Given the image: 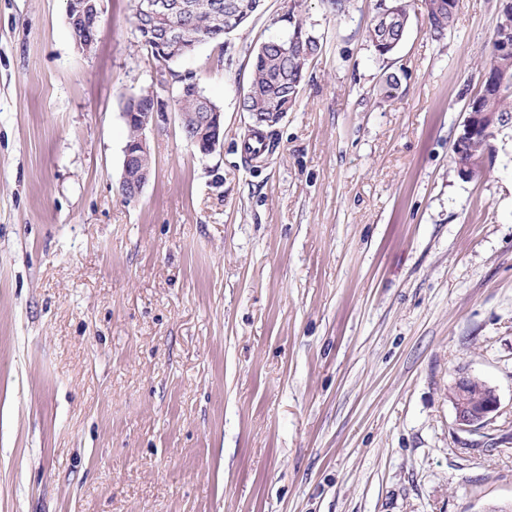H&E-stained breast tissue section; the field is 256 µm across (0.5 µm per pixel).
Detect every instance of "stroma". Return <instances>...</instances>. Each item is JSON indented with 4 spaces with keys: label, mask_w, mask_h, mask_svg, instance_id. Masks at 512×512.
Listing matches in <instances>:
<instances>
[{
    "label": "stroma",
    "mask_w": 512,
    "mask_h": 512,
    "mask_svg": "<svg viewBox=\"0 0 512 512\" xmlns=\"http://www.w3.org/2000/svg\"><path fill=\"white\" fill-rule=\"evenodd\" d=\"M298 3L322 48L276 151L244 153L241 102L289 0L175 64L224 141L166 113L128 201L124 103L157 79L131 0L89 52L66 0H0V512L512 505V138L482 176L452 159L498 0L440 40L411 0L387 57L382 0ZM462 374L500 400L473 432ZM388 5H384L380 14L390 12L387 22L383 21L385 16L381 15L371 28L368 30V38L381 55H390L396 49L409 23V4L408 0H389ZM474 384H478L480 387L481 403L471 397L470 390ZM450 401L454 408L457 425L467 431L478 430L486 426L492 421L500 407L496 390L486 381H480L471 375H463L454 382L451 387Z\"/></svg>",
    "instance_id": "obj_1"
}]
</instances>
